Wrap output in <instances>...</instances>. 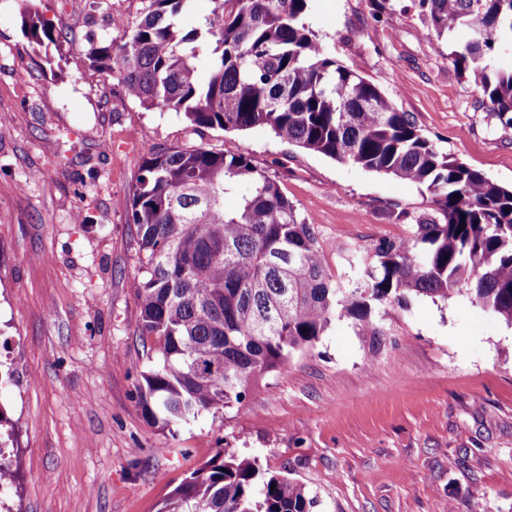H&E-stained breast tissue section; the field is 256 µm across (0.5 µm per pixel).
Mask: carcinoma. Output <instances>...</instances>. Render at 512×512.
Wrapping results in <instances>:
<instances>
[{"label":"carcinoma","instance_id":"carcinoma-1","mask_svg":"<svg viewBox=\"0 0 512 512\" xmlns=\"http://www.w3.org/2000/svg\"><path fill=\"white\" fill-rule=\"evenodd\" d=\"M191 2L149 0L140 20L112 22L119 36L91 46L89 66L144 109L181 113L196 128H267L299 149L423 185L437 216L417 217L405 240L379 242L344 282L327 273L315 224L251 159L205 146L150 150L126 218L144 254L134 323L159 356L137 387L148 418L169 426L241 404L333 319L380 333L371 319L379 305L466 294L512 326V187L440 151L410 114L330 56L306 23L311 0H211L205 22L188 28ZM412 2L439 38L470 30L448 63L479 77L490 111L512 126V65H485L512 46V0ZM22 31L53 65L61 31L32 11ZM201 54L211 58L204 77ZM230 192L240 196L233 210L224 207ZM315 506L303 483L220 448L159 512Z\"/></svg>","mask_w":512,"mask_h":512}]
</instances>
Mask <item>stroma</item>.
Returning <instances> with one entry per match:
<instances>
[{
	"label": "stroma",
	"instance_id": "obj_1",
	"mask_svg": "<svg viewBox=\"0 0 512 512\" xmlns=\"http://www.w3.org/2000/svg\"><path fill=\"white\" fill-rule=\"evenodd\" d=\"M61 26L53 70L20 28ZM0 0V456L9 512H158L218 449L304 483L315 512H512V327L463 294L344 317L239 405L165 426L137 386L158 358L133 318L142 279L125 221L150 148L243 154L311 218L333 276L409 236L425 187L341 164L270 131L193 129L89 68L90 45L147 0ZM327 52L387 93L440 150L512 186V126L448 63L411 0H312ZM110 151H102V144ZM85 212L90 223L74 220ZM409 219H399V212Z\"/></svg>",
	"mask_w": 512,
	"mask_h": 512
}]
</instances>
